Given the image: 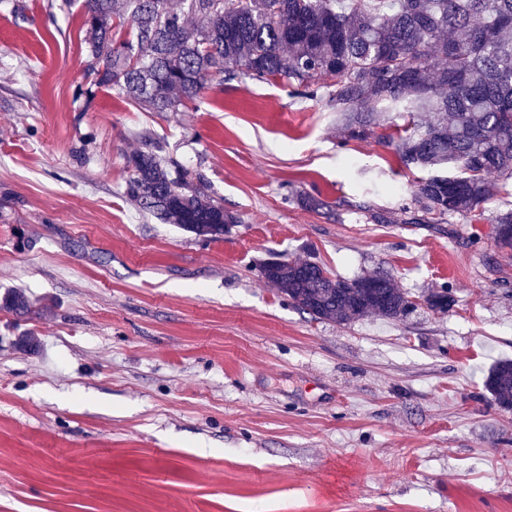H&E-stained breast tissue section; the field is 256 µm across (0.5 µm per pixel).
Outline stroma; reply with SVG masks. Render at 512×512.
<instances>
[{
  "instance_id": "stroma-1",
  "label": "stroma",
  "mask_w": 512,
  "mask_h": 512,
  "mask_svg": "<svg viewBox=\"0 0 512 512\" xmlns=\"http://www.w3.org/2000/svg\"><path fill=\"white\" fill-rule=\"evenodd\" d=\"M79 4L0 0V512H512V249L481 212L402 223L428 170L385 112L231 77L175 112L84 78ZM149 133L238 218L204 240L123 194ZM325 200L306 208L302 196ZM388 273L403 321L314 319L264 261ZM445 288L448 311L424 299ZM0 308L19 315L32 311L33 304L21 291L8 289L0 296ZM485 388L500 407L512 409V360L499 361L491 369Z\"/></svg>"
}]
</instances>
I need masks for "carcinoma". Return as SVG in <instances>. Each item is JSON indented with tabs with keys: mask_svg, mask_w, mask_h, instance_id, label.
Listing matches in <instances>:
<instances>
[{
	"mask_svg": "<svg viewBox=\"0 0 512 512\" xmlns=\"http://www.w3.org/2000/svg\"><path fill=\"white\" fill-rule=\"evenodd\" d=\"M85 77L149 112H175L224 75L286 78L314 94L324 88L349 136L372 135L374 114L427 112L398 136L406 166L447 167L414 191L404 224L427 215H466L495 196L486 175L512 180V0H83ZM130 24L129 38L114 39ZM128 159L125 195L197 237L217 240L237 217L143 136ZM497 238L512 248V210L497 216ZM268 284L317 320L339 325L369 315L401 320L416 309L386 274L330 275L308 261L267 263ZM0 308L33 304L6 290ZM485 388L512 409V360L499 361Z\"/></svg>",
	"mask_w": 512,
	"mask_h": 512,
	"instance_id": "cac0c4a2",
	"label": "carcinoma"
}]
</instances>
